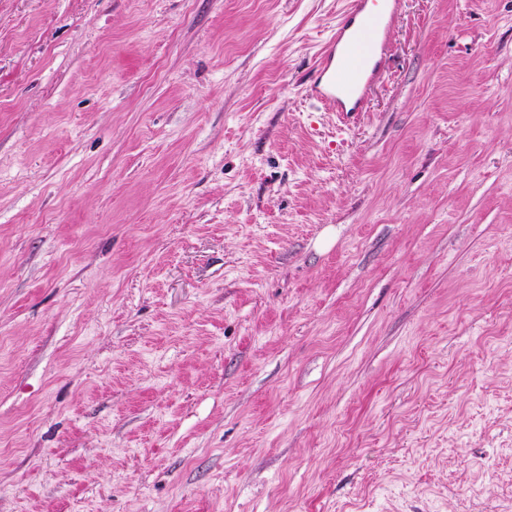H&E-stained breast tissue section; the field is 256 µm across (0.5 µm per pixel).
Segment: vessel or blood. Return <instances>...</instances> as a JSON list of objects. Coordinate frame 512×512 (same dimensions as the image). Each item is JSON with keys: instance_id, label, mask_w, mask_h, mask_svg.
<instances>
[{"instance_id": "obj_1", "label": "vessel or blood", "mask_w": 512, "mask_h": 512, "mask_svg": "<svg viewBox=\"0 0 512 512\" xmlns=\"http://www.w3.org/2000/svg\"><path fill=\"white\" fill-rule=\"evenodd\" d=\"M370 0H350L318 60L312 90L326 111L345 117L363 109L367 91L380 81V64L388 54V35L399 13L400 0H381L373 12Z\"/></svg>"}]
</instances>
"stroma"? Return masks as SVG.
I'll return each mask as SVG.
<instances>
[{
    "mask_svg": "<svg viewBox=\"0 0 512 512\" xmlns=\"http://www.w3.org/2000/svg\"><path fill=\"white\" fill-rule=\"evenodd\" d=\"M0 0V512H512V0ZM380 1L382 10L375 13L368 6L377 2L351 0L315 66L316 99L326 111L343 118L363 111L365 94L382 76L380 64L388 54V35L401 1Z\"/></svg>",
    "mask_w": 512,
    "mask_h": 512,
    "instance_id": "stroma-1",
    "label": "stroma"
}]
</instances>
